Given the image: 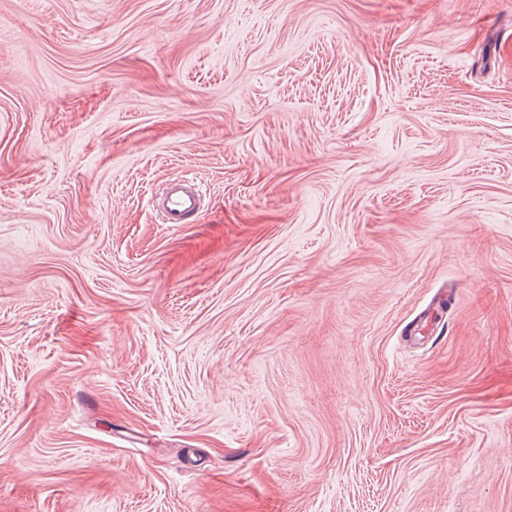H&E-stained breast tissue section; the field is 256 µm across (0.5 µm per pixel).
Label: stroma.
Segmentation results:
<instances>
[{
  "instance_id": "obj_1",
  "label": "stroma",
  "mask_w": 512,
  "mask_h": 512,
  "mask_svg": "<svg viewBox=\"0 0 512 512\" xmlns=\"http://www.w3.org/2000/svg\"><path fill=\"white\" fill-rule=\"evenodd\" d=\"M0 512H512V0H0ZM201 203V189L193 180L168 184L158 206L166 224H184Z\"/></svg>"
}]
</instances>
